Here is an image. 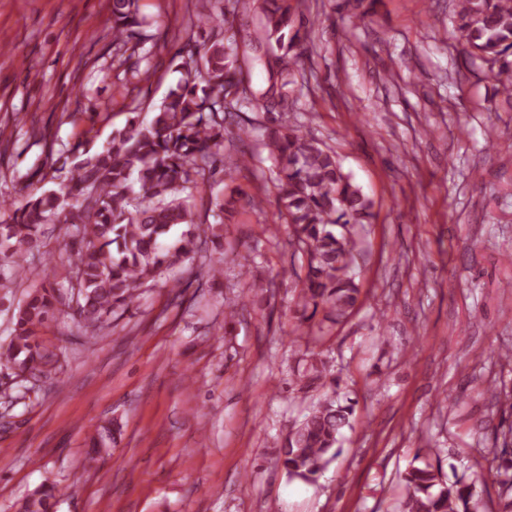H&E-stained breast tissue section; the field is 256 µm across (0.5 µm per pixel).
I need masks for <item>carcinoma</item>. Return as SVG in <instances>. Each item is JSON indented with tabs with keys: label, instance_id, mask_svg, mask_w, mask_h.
<instances>
[{
	"label": "carcinoma",
	"instance_id": "cac0c4a2",
	"mask_svg": "<svg viewBox=\"0 0 512 512\" xmlns=\"http://www.w3.org/2000/svg\"><path fill=\"white\" fill-rule=\"evenodd\" d=\"M461 52L478 56L497 68L494 77L512 99V0H455ZM255 14L254 41L222 39L213 28L228 33L241 17ZM316 19L291 5V0H232L221 16L203 15L197 27L207 36H190L173 56L181 79L154 109L151 119L130 113L124 128L90 153L77 144L66 193L45 189L56 179L50 133L36 134L47 148L46 163L28 176L24 204L13 210L11 222L0 224V288L23 281H41L27 291L17 309L14 336L0 351V365L18 376L47 378L56 353L40 334L62 306L77 295L74 317L95 333L116 315L137 303L141 290L169 278L186 262L207 258L209 245L222 235L199 232L202 224L193 189L218 173L247 167L241 149L252 136L254 119H264L262 144L277 168L278 209L273 223L286 224L291 258L301 261L298 277L301 315L295 330L318 313L339 323L356 308L360 288L353 270L358 242L357 224L373 218V202L345 173L336 153L301 127L282 119L281 111L294 104L303 52ZM146 23L137 0H112V46L115 58L127 65L130 78L149 80V70L131 62L146 40ZM259 63L266 73L263 85H252V69ZM224 214L248 206L263 212V200L241 190L215 202ZM60 226L67 238V292L47 285L50 272L24 264L42 243L50 226ZM185 226L181 237L169 242L171 231ZM239 277L245 280L242 298L229 299L226 313L234 319L244 301L264 302L274 280L253 275V260L241 256ZM294 382L301 391L321 395L300 421L288 426L278 462L291 481L314 484L341 452L342 430L350 425L354 402L338 391L330 367L315 353L300 359ZM406 497L402 512H480L477 485L483 477L447 482L441 468L429 463L411 466L402 476ZM57 490L44 486L24 501L19 512H52Z\"/></svg>",
	"mask_w": 512,
	"mask_h": 512
}]
</instances>
